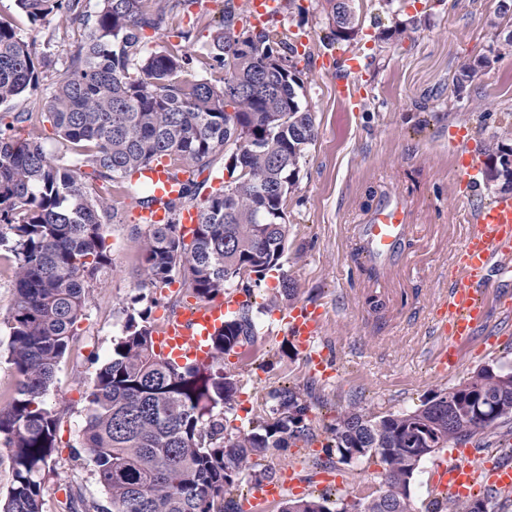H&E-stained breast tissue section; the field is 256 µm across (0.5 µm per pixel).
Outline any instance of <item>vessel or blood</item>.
I'll use <instances>...</instances> for the list:
<instances>
[{
	"label": "vessel or blood",
	"mask_w": 512,
	"mask_h": 512,
	"mask_svg": "<svg viewBox=\"0 0 512 512\" xmlns=\"http://www.w3.org/2000/svg\"><path fill=\"white\" fill-rule=\"evenodd\" d=\"M282 0H252L249 22L261 25L279 16ZM457 166L462 180L477 188L481 166L473 153L459 151ZM155 200L153 206L138 209L137 215L147 224H167L179 220L183 230H191L197 223L195 210H183L180 217H172L166 203L178 194L185 174L174 173L168 158L153 161L141 172ZM472 230L456 256L448 296L442 302L434 324L436 335L444 347L439 353L441 362L456 368L460 361V343L471 339L473 332L487 315L488 304L480 298L478 284L487 280L491 261H498L502 273L512 272V196H503L491 203L474 208L470 215ZM408 231L405 208L395 202L381 204L372 213L368 223L359 225L362 250L368 261L375 262L393 255ZM242 299L236 292L225 293L222 301H192L180 310L167 315L164 324L153 338L154 349L162 357L186 364L205 357L210 351L211 336L224 324L227 312L235 310ZM283 322L289 336L304 355L313 372L330 378L336 369L326 350L316 342L323 331V313L318 309L299 306L286 312ZM432 487L438 496L454 494L466 499L477 489L493 494L512 493V458H486L467 451L449 464L437 465L432 476ZM293 468L281 469L279 476L256 484L248 499L251 512H265L285 493L304 492Z\"/></svg>",
	"instance_id": "1"
}]
</instances>
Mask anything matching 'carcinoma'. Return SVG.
Listing matches in <instances>:
<instances>
[{"instance_id":"1","label":"carcinoma","mask_w":512,"mask_h":512,"mask_svg":"<svg viewBox=\"0 0 512 512\" xmlns=\"http://www.w3.org/2000/svg\"><path fill=\"white\" fill-rule=\"evenodd\" d=\"M198 0H16L35 24L63 14L80 31L65 72L46 93L44 118L70 157L50 159L33 137L0 131V246L15 257V299L4 323L8 362L18 381L0 406V445L12 482L0 512H44V478L56 448L63 411L44 396L75 336L91 283L112 266L103 234L112 197L153 198L135 179L162 156L190 172L178 213L195 198L197 178L224 160L219 186L195 205L199 224L191 241L179 224H148L136 232L144 288L181 280L189 296L211 301L233 286L245 296L211 338L206 361L183 366L154 351L150 320L160 300L142 295L124 309L122 336L96 374L89 394L83 447L106 503L69 490L58 512H239L233 492L273 472L252 460L305 442L312 435V402L281 386L249 421L230 431L237 385L224 373V356L253 345L256 317L268 310L255 287L279 266L287 237L285 204L299 164L315 137L314 116L302 106L296 47L275 23L262 30L233 7L207 53L180 42L145 54L146 31L168 29ZM332 21L354 30L359 17L346 0H327ZM42 61L18 28L0 21V107L40 87ZM219 71L221 81L197 75ZM149 300L144 308L137 304ZM512 420V364L496 362L465 382L436 392L414 409L387 415L352 407L336 419L327 453L352 464L377 456L382 485L345 502L331 493L286 498L279 512H412L411 489L422 462L452 443L493 431ZM483 495L462 503H430L426 512H489Z\"/></svg>"}]
</instances>
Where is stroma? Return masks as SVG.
I'll return each mask as SVG.
<instances>
[{
	"label": "stroma",
	"mask_w": 512,
	"mask_h": 512,
	"mask_svg": "<svg viewBox=\"0 0 512 512\" xmlns=\"http://www.w3.org/2000/svg\"><path fill=\"white\" fill-rule=\"evenodd\" d=\"M242 13L249 0H201L180 14L176 25L191 31L189 50L208 49L225 2ZM297 9L281 14L277 29L288 42L306 38L297 68L304 107L315 118V138L288 193L287 243L282 267L269 272L255 293L258 302L275 301L261 315L252 347L225 357L224 369L237 383L229 427L248 428V411L263 404L270 390L288 386L314 389L321 396L309 414L316 450L297 442L272 451L261 467L297 466L308 477L309 493L320 488L314 463L328 461L338 472L340 491L378 489L384 465L378 457L344 464L327 457L330 429L349 405L374 414L397 413L420 405L434 392L459 385L481 367L512 357V277L490 269L485 292L491 298L487 317L462 347V361L448 373L438 367V337L432 336L434 312L448 292L449 270L469 230L474 205L498 196V184L481 182L467 196L456 166L453 130L471 131L469 149L486 161L490 145L512 148V19L500 17V0H396L387 11L382 0H354L360 26L353 40L333 44L326 0H297ZM421 25H412V17ZM0 20L16 24L38 56L44 57L43 89L23 94L11 111H33L22 132L38 137L53 158L65 151L41 116L44 88L65 69L74 33L62 16L33 25L21 17L15 0H0ZM388 39H380L383 30ZM357 55L361 72L352 89L357 107L337 94L348 79V55ZM490 63L464 88L455 78L480 56ZM403 203L410 230L386 262L368 263L360 251L356 228L383 202ZM116 218L104 233L112 266L93 281L86 307L76 323L75 339L50 385L47 406L64 409L59 446L44 471L45 512H57L67 488L104 500L93 476V463L81 445L88 416V395L98 369L121 335L124 307L143 294L161 300L180 286L142 289L146 274L136 242L135 202L114 197ZM291 295H284L283 286ZM14 302L12 274H0V395L10 396L18 377L8 361L9 331L4 324ZM324 307V345L338 375L325 383L310 370L279 321L295 305Z\"/></svg>",
	"instance_id": "stroma-1"
}]
</instances>
